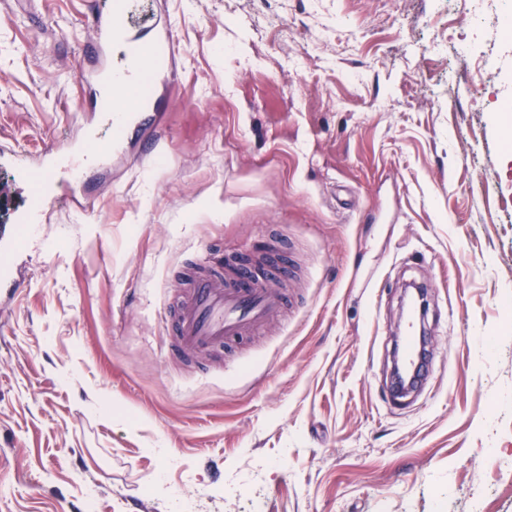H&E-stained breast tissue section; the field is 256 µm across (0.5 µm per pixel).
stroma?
I'll return each mask as SVG.
<instances>
[{
  "instance_id": "35a3bbf8",
  "label": "stroma",
  "mask_w": 512,
  "mask_h": 512,
  "mask_svg": "<svg viewBox=\"0 0 512 512\" xmlns=\"http://www.w3.org/2000/svg\"><path fill=\"white\" fill-rule=\"evenodd\" d=\"M112 0H0V140L108 135L81 80ZM473 0H138L151 103L40 217L0 293V512H512V38ZM284 318L165 357L206 262ZM430 358L389 386L409 281Z\"/></svg>"
}]
</instances>
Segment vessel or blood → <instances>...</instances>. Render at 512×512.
Segmentation results:
<instances>
[{
    "label": "vessel or blood",
    "instance_id": "b4317fda",
    "mask_svg": "<svg viewBox=\"0 0 512 512\" xmlns=\"http://www.w3.org/2000/svg\"><path fill=\"white\" fill-rule=\"evenodd\" d=\"M130 0H114L107 12L98 14L93 25L98 46L112 50V95L98 101V110L110 129L106 143L94 149H72L71 162L57 169V154L47 151L40 168H33L18 155H11L13 171L18 181L27 183L35 171H42L44 180L36 185L27 206L17 211L14 224L0 226V288L16 287L13 277L19 238L15 224L33 223L56 198L50 185L56 180L79 179L85 171L103 164L106 157L121 143L129 127L130 115L123 112L126 95L140 90L146 77V64L158 48L154 39L131 42L125 22ZM281 292L269 280L246 278L234 269L224 274L203 273L195 277L180 308L165 312V336L168 355L178 358L189 351L207 350L226 341L245 335L269 322L281 306Z\"/></svg>",
    "mask_w": 512,
    "mask_h": 512
}]
</instances>
